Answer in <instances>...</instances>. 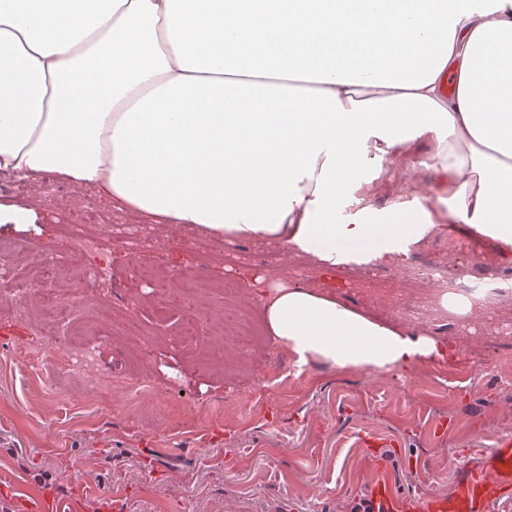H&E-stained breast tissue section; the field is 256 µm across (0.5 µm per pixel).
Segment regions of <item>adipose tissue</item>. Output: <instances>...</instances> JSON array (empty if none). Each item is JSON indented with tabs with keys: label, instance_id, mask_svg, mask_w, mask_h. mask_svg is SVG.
<instances>
[{
	"label": "adipose tissue",
	"instance_id": "adipose-tissue-1",
	"mask_svg": "<svg viewBox=\"0 0 512 512\" xmlns=\"http://www.w3.org/2000/svg\"><path fill=\"white\" fill-rule=\"evenodd\" d=\"M0 0V174L83 186L122 214L274 243L324 273L440 225L512 263V0ZM357 30L360 43L347 35ZM454 92H447V82ZM436 201L368 221L357 170L417 140ZM355 206L337 222L340 206ZM297 367L411 370L446 343L256 272Z\"/></svg>",
	"mask_w": 512,
	"mask_h": 512
}]
</instances>
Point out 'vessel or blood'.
Masks as SVG:
<instances>
[{
  "label": "vessel or blood",
  "mask_w": 512,
  "mask_h": 512,
  "mask_svg": "<svg viewBox=\"0 0 512 512\" xmlns=\"http://www.w3.org/2000/svg\"><path fill=\"white\" fill-rule=\"evenodd\" d=\"M371 493L385 512H487L491 504L512 496V440H502L479 466L462 470L448 495L399 499L381 481Z\"/></svg>",
  "instance_id": "1"
}]
</instances>
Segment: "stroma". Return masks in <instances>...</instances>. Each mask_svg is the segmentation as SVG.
<instances>
[{"label": "stroma", "instance_id": "1", "mask_svg": "<svg viewBox=\"0 0 512 512\" xmlns=\"http://www.w3.org/2000/svg\"><path fill=\"white\" fill-rule=\"evenodd\" d=\"M428 154V142L416 141L396 182L371 184L375 213L422 196L434 178ZM37 211L39 228L0 231V244L46 250L76 219L61 207ZM104 244L112 277L96 293L117 312L135 311L152 353L133 365L119 327L87 340L105 381L135 375L150 392L132 404L103 383L57 377L53 360L69 343L65 334L32 366L26 351L41 342L32 321L1 309L0 479L14 486L0 488V512H19L20 497L44 488L64 503L79 499L80 512H100L103 491L124 499L128 512H343L380 478L401 497L447 494L462 469L512 437V375L502 366L512 344L488 337L483 324L466 347L412 374L322 364L295 374L288 351L269 342L255 360L233 354L213 374L179 342L181 312L157 316L155 287L129 289L127 254L112 236ZM201 244L189 251L167 243L144 259L200 275L215 305L214 286L241 267H262L256 244ZM423 248L446 249L449 279L468 280L481 275L473 254L495 244L443 226L409 253ZM78 462L85 470L75 488L61 477Z\"/></svg>", "mask_w": 512, "mask_h": 512}]
</instances>
